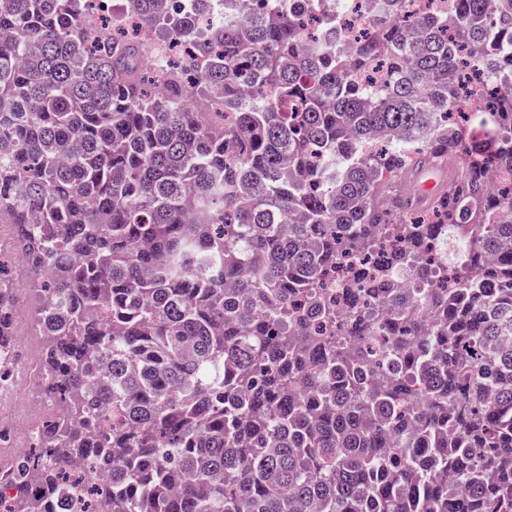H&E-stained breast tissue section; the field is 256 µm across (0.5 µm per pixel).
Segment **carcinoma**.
<instances>
[{
	"label": "carcinoma",
	"instance_id": "obj_1",
	"mask_svg": "<svg viewBox=\"0 0 512 512\" xmlns=\"http://www.w3.org/2000/svg\"><path fill=\"white\" fill-rule=\"evenodd\" d=\"M86 2L0 0V217L60 401L0 459L49 502L0 512H512V0H376L351 40L340 0H129L106 40ZM472 63L504 87L458 121ZM448 239L419 310L389 269ZM350 251L377 276L323 294Z\"/></svg>",
	"mask_w": 512,
	"mask_h": 512
}]
</instances>
